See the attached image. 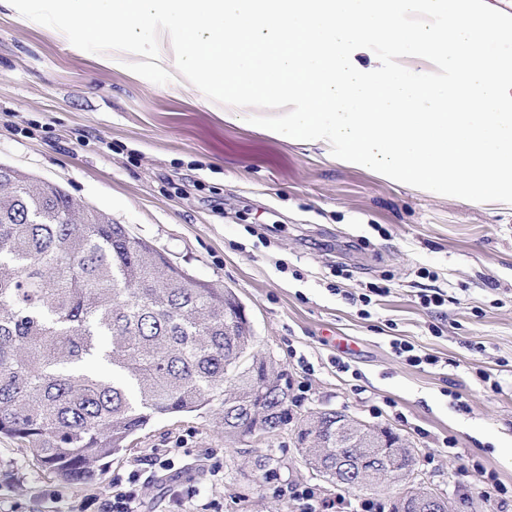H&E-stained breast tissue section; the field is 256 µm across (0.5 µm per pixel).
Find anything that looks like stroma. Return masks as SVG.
Masks as SVG:
<instances>
[{
  "label": "stroma",
  "instance_id": "35a3bbf8",
  "mask_svg": "<svg viewBox=\"0 0 512 512\" xmlns=\"http://www.w3.org/2000/svg\"><path fill=\"white\" fill-rule=\"evenodd\" d=\"M0 162L59 183L173 265L231 290L258 350L287 374L290 413L273 435L234 440L212 411L154 416L83 484L46 475L0 436V512H73L112 495L136 460L166 452L176 470L146 469L141 512H180L175 487L196 491L189 512H209L214 500L223 512H298L277 486L341 491L296 448L301 421L322 410L407 439L417 482L461 499L460 512H512V495L494 503L479 491L485 470L512 491V207L467 205L225 123L190 96L120 63L99 66L52 28L3 13ZM373 284L388 294L362 305L357 294ZM429 288L444 291L443 306L421 305ZM397 337L438 364L407 365L390 347ZM260 455L275 471L262 486Z\"/></svg>",
  "mask_w": 512,
  "mask_h": 512
}]
</instances>
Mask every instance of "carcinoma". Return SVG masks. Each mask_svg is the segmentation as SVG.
<instances>
[{"label":"carcinoma","instance_id":"cac0c4a2","mask_svg":"<svg viewBox=\"0 0 512 512\" xmlns=\"http://www.w3.org/2000/svg\"><path fill=\"white\" fill-rule=\"evenodd\" d=\"M255 336L224 288L173 267L149 242L66 190L0 165V435L44 472L79 484L157 414L221 410L224 436L289 420L284 373L251 354ZM329 413L303 420L305 461L353 491L406 478L386 447L362 483Z\"/></svg>","mask_w":512,"mask_h":512}]
</instances>
